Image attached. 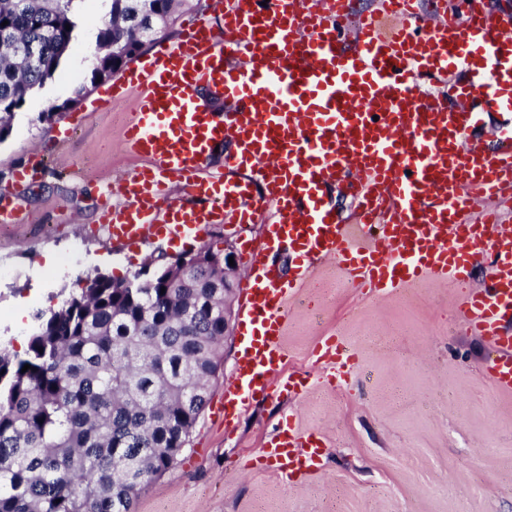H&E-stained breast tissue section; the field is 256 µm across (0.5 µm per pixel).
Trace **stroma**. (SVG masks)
<instances>
[{
  "label": "stroma",
  "mask_w": 512,
  "mask_h": 512,
  "mask_svg": "<svg viewBox=\"0 0 512 512\" xmlns=\"http://www.w3.org/2000/svg\"><path fill=\"white\" fill-rule=\"evenodd\" d=\"M79 10V44L63 74L28 101L0 142V194L32 154L44 164L19 199L29 222L0 228V337L19 350L33 311L58 305L78 277H121L196 247L153 238L128 252L87 232L104 180H120L138 161L121 138L133 99L118 112H93V87L72 108L40 118L90 78L80 45L93 40L108 4L81 0ZM70 119L75 132L59 144L52 131ZM285 317V358L268 398L246 400L230 423L214 416L239 346L238 336L227 337L186 450L133 512H512V392L490 377L496 353L468 331L458 288L428 279L380 296L347 285L327 261L290 298ZM330 336L348 345L350 362L318 358ZM293 374L307 380L301 392L285 388ZM288 424L320 433L325 448L316 472L287 480L258 455Z\"/></svg>",
  "instance_id": "35a3bbf8"
}]
</instances>
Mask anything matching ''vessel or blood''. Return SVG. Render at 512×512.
Masks as SVG:
<instances>
[{
    "label": "vessel or blood",
    "instance_id": "b4317fda",
    "mask_svg": "<svg viewBox=\"0 0 512 512\" xmlns=\"http://www.w3.org/2000/svg\"><path fill=\"white\" fill-rule=\"evenodd\" d=\"M221 21H185L176 42L152 52L94 103L134 97L122 129L140 164L105 182L99 221L114 244L147 236L198 238L218 224L265 220L260 243L244 240L241 346L235 392L215 414L229 421L244 397L260 399L284 359L285 307L294 289L331 260L345 277L389 294L428 277L452 282L471 330L497 357L488 372L512 391V233L497 209L512 193V125L496 145L475 137L484 112H512V20L484 0H213ZM228 145L211 169L215 148ZM43 162L14 173L22 191ZM180 182L189 199L169 192ZM346 183L356 223L328 196ZM489 206L474 211L476 201ZM287 246L294 273L266 257ZM489 283L469 289L480 257ZM318 433L287 427L262 458L310 473Z\"/></svg>",
    "mask_w": 512,
    "mask_h": 512
}]
</instances>
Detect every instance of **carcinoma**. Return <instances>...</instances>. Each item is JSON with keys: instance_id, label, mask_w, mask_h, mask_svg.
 <instances>
[{"instance_id": "carcinoma-1", "label": "carcinoma", "mask_w": 512, "mask_h": 512, "mask_svg": "<svg viewBox=\"0 0 512 512\" xmlns=\"http://www.w3.org/2000/svg\"><path fill=\"white\" fill-rule=\"evenodd\" d=\"M81 2L0 0V142L64 66ZM109 2L86 47L93 86L144 53L137 21L163 19L175 4ZM87 92L79 87L41 118ZM213 285L200 266L176 282L97 272L57 307L36 311L23 352L0 343V512H132L182 454L221 367L224 319L211 314Z\"/></svg>"}]
</instances>
